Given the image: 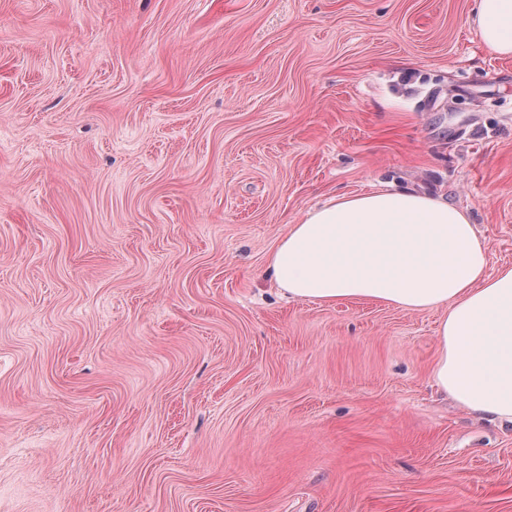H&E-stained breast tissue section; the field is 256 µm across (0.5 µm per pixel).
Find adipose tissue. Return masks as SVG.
<instances>
[{
  "label": "adipose tissue",
  "mask_w": 512,
  "mask_h": 512,
  "mask_svg": "<svg viewBox=\"0 0 512 512\" xmlns=\"http://www.w3.org/2000/svg\"><path fill=\"white\" fill-rule=\"evenodd\" d=\"M473 20L491 52L512 56V0H476ZM488 265L468 212L387 185L309 209L278 238L266 271L296 300L444 310L434 384L469 413L512 424V267Z\"/></svg>",
  "instance_id": "ef3b65f1"
}]
</instances>
